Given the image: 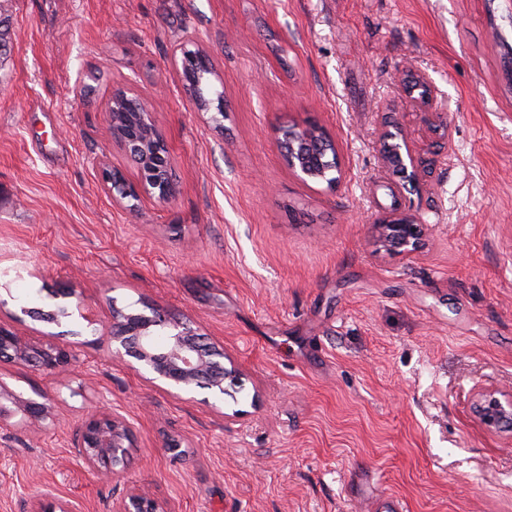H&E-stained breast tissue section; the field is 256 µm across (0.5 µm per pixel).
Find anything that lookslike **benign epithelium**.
Here are the masks:
<instances>
[{
	"mask_svg": "<svg viewBox=\"0 0 512 512\" xmlns=\"http://www.w3.org/2000/svg\"><path fill=\"white\" fill-rule=\"evenodd\" d=\"M174 65L179 72L188 101L212 113V121H224V94L204 97L202 86L212 76V55L196 39L182 42L175 50ZM412 94L422 91L419 100L438 118L437 128L448 131L447 122L432 111L433 90L422 77L409 78ZM104 111L110 116L112 143L133 158L139 169V181L129 182L107 160L99 162L102 185L116 203L129 210L134 201L148 194L162 203L175 198L176 184L171 178L173 160L166 139L154 114L157 108L146 98L132 95L129 88L113 91ZM382 159L387 170L402 181L404 187L418 188L423 160L408 148L403 128L388 122L381 133ZM276 148L288 169L302 178L339 184L344 176L335 140L317 124L282 127ZM431 233V227L410 212L385 216L372 224V241L378 252L404 254L418 252ZM112 359L134 370L143 369L153 379L178 393L196 388L217 395L232 394L239 384L238 370L224 352L203 343L188 325L166 318L150 305L140 308L112 306V325L106 336ZM0 362L29 365L53 375L70 371L69 350L52 344L29 343L12 331L0 328ZM18 409L35 421L48 417L42 401L24 398L0 387V418ZM472 410L486 430L512 433V391L479 388L472 396ZM136 447L134 427L127 419L107 410L89 414L80 426L77 452L92 472L110 476L126 464ZM113 512H170L154 496L136 489L130 491Z\"/></svg>",
	"mask_w": 512,
	"mask_h": 512,
	"instance_id": "1",
	"label": "benign epithelium"
}]
</instances>
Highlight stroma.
Here are the masks:
<instances>
[{"label":"stroma","instance_id":"1","mask_svg":"<svg viewBox=\"0 0 512 512\" xmlns=\"http://www.w3.org/2000/svg\"><path fill=\"white\" fill-rule=\"evenodd\" d=\"M0 327L66 347L63 378L0 362V388L45 393L49 416L0 420V512L62 498L112 512L133 488L170 512H512V440L470 409L512 388V0H0ZM195 37L224 89L222 128L170 63ZM426 77L440 139L402 77ZM157 99L177 195L136 212L102 107L114 87ZM428 164L418 192L381 160L382 121ZM336 139L335 187L293 174L280 127ZM413 209L414 256L371 226ZM145 302L235 363L219 404L112 360L113 306ZM71 310L46 323L30 308ZM136 446L112 478L73 441L99 407ZM180 454L168 453L171 441Z\"/></svg>","mask_w":512,"mask_h":512}]
</instances>
